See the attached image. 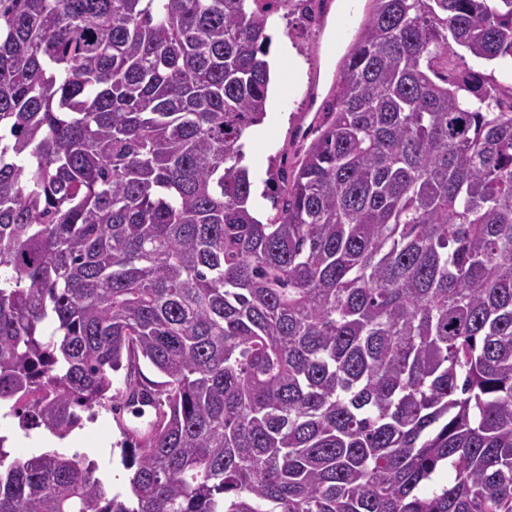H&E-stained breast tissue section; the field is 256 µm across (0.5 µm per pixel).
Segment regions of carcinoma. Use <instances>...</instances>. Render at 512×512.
I'll return each mask as SVG.
<instances>
[{"instance_id":"carcinoma-1","label":"carcinoma","mask_w":512,"mask_h":512,"mask_svg":"<svg viewBox=\"0 0 512 512\" xmlns=\"http://www.w3.org/2000/svg\"><path fill=\"white\" fill-rule=\"evenodd\" d=\"M285 6L0 0L3 416L156 406L126 498L0 436V512H512V98L440 72L512 67V0H372L263 222ZM454 55L450 62L458 73L475 72L482 76V79L496 84L505 95H510L512 89V70L504 69L493 64L476 61L463 48L453 44Z\"/></svg>"}]
</instances>
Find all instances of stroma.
Returning <instances> with one entry per match:
<instances>
[{"label":"stroma","mask_w":512,"mask_h":512,"mask_svg":"<svg viewBox=\"0 0 512 512\" xmlns=\"http://www.w3.org/2000/svg\"><path fill=\"white\" fill-rule=\"evenodd\" d=\"M275 39L287 40L295 55L283 59L281 89L269 92L267 120L249 132L247 165L256 184H263L271 166L287 142L302 145L309 128L317 126L331 99L332 78L338 73L342 51L328 53L321 19L300 14L275 16ZM117 412L99 410L72 431L71 446L93 460L99 474L111 479L113 489H123L127 471L122 464L123 434Z\"/></svg>","instance_id":"obj_1"}]
</instances>
